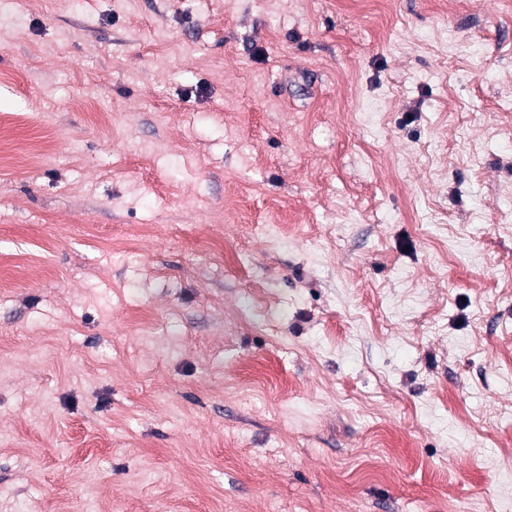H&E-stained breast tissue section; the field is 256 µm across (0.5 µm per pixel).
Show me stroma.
Here are the masks:
<instances>
[{"label": "stroma", "mask_w": 512, "mask_h": 512, "mask_svg": "<svg viewBox=\"0 0 512 512\" xmlns=\"http://www.w3.org/2000/svg\"><path fill=\"white\" fill-rule=\"evenodd\" d=\"M512 0H0V512H512Z\"/></svg>", "instance_id": "35a3bbf8"}]
</instances>
